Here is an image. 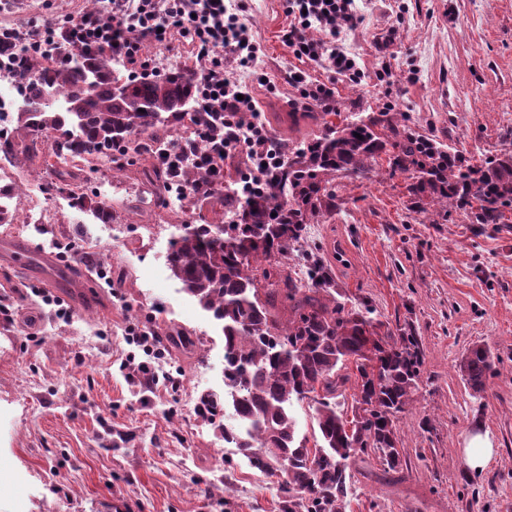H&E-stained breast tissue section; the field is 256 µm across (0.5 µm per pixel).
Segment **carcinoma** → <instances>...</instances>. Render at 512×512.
Here are the masks:
<instances>
[{"label":"carcinoma","instance_id":"carcinoma-1","mask_svg":"<svg viewBox=\"0 0 512 512\" xmlns=\"http://www.w3.org/2000/svg\"><path fill=\"white\" fill-rule=\"evenodd\" d=\"M67 27L55 29L44 49L20 51L0 37L5 56L29 91L32 107L19 112L24 137H7L3 149L28 167L52 172L48 189L61 191L101 169L121 170L149 154L157 163L142 170L154 192L180 185L236 223L195 224L173 242L168 268L200 308L221 326L224 394L198 397L206 421L231 414L224 441L236 444L252 467L282 477V512H346L351 468L372 451L386 474L402 470L398 420L419 389L422 352L413 333L395 334L371 317L366 303L336 297L328 265L313 261L308 285L283 262L303 239L306 225L336 199L341 181L371 179L386 162L389 177L404 176L418 212L424 201L449 213H466L475 224H500L512 211V150L471 163L459 151L413 130L394 112L322 113L314 139L292 145L279 140L288 163L269 177L258 195L221 189L198 164L173 172L156 146L172 142L159 129L187 120L224 138L217 113L199 102L195 75L178 70L162 77L124 79L112 51L67 48ZM125 81V89L116 87ZM52 133L43 149L34 133ZM71 162L59 169L51 157ZM288 211V220L270 216ZM467 386L484 391L499 375L484 345H474L459 363ZM353 383V418H344L336 398ZM307 404L317 431L299 433L294 407Z\"/></svg>","mask_w":512,"mask_h":512}]
</instances>
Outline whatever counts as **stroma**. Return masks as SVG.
<instances>
[{"label": "stroma", "instance_id": "35a3bbf8", "mask_svg": "<svg viewBox=\"0 0 512 512\" xmlns=\"http://www.w3.org/2000/svg\"><path fill=\"white\" fill-rule=\"evenodd\" d=\"M362 22L342 32L355 53L360 83L337 78L342 112L404 113L471 162L512 147V0H356ZM88 0H10L0 26L37 31L47 14L85 13ZM246 18L262 53L264 81L251 85L271 135L307 141L319 133V111L299 109L300 123L276 122L298 93L297 69L326 79L281 40L290 19L284 0H246ZM416 81H409V70ZM30 205L51 216L45 230L16 234L37 253L56 255L72 240L86 258L122 286L86 279L93 305L48 302L36 265L0 258V512H281L279 477L252 468L196 413L200 393L224 389V349L212 317L172 275L158 276L183 225L199 223V207L174 211L156 200L142 220L144 187L136 168L119 175L112 202L125 231L92 214L60 211L54 193L34 186L23 162L13 168ZM321 249L337 291L368 302L392 331L417 336L423 354L420 388L398 423L405 482H379L383 466L369 456L354 472L347 512H512V213L502 224H472L452 213L429 222L415 212L403 176L353 181L335 205L306 227ZM67 316H60L59 308ZM165 336L176 327L198 340L193 358L174 353L150 361L158 377H131L128 359L146 360L127 341L130 326ZM489 347L498 376L474 397L459 370L471 346ZM491 445L487 465L468 466V440Z\"/></svg>", "mask_w": 512, "mask_h": 512}]
</instances>
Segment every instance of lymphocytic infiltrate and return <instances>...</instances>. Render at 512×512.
<instances>
[{
    "label": "lymphocytic infiltrate",
    "mask_w": 512,
    "mask_h": 512,
    "mask_svg": "<svg viewBox=\"0 0 512 512\" xmlns=\"http://www.w3.org/2000/svg\"><path fill=\"white\" fill-rule=\"evenodd\" d=\"M105 15L68 17L71 40L112 50L130 69L146 74L154 71L151 59L144 57L140 45L129 40L128 32L157 42L177 28L190 35L196 50L192 67L204 105L220 112L224 137L212 141L208 151L197 155L200 166L223 175L226 161L246 155L249 166L241 174L238 189L243 193L260 190L269 175L287 157L271 136L262 111L238 71L253 68L260 47L244 21L241 8L231 0H109ZM291 21L281 39L296 57L320 64L331 72V79L310 81L300 72L290 75L304 108L331 112L336 108V76L356 81L361 71L353 54L339 41L342 31L361 22L354 0H286ZM313 30L322 31L319 39L310 38ZM236 69L227 71L225 59Z\"/></svg>",
    "instance_id": "lymphocytic-infiltrate-1"
}]
</instances>
